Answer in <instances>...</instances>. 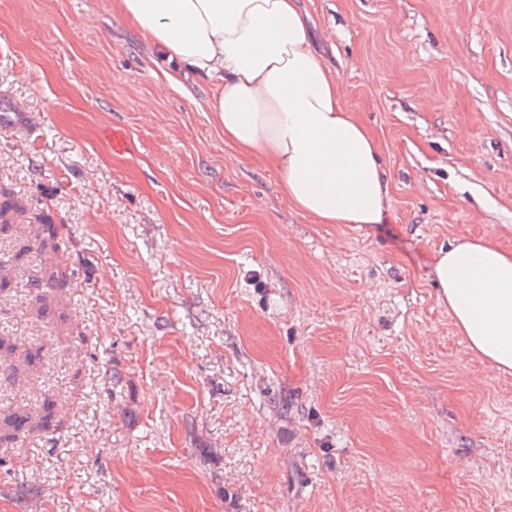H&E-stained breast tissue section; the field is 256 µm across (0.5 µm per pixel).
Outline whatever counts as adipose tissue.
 Returning <instances> with one entry per match:
<instances>
[{"label": "adipose tissue", "mask_w": 512, "mask_h": 512, "mask_svg": "<svg viewBox=\"0 0 512 512\" xmlns=\"http://www.w3.org/2000/svg\"><path fill=\"white\" fill-rule=\"evenodd\" d=\"M112 10L209 83L225 141L273 167L288 204L321 224H380L387 179L377 141L342 103L297 0H112ZM439 303L468 348L512 374V252L457 239L433 261Z\"/></svg>", "instance_id": "ef3b65f1"}]
</instances>
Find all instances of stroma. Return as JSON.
Returning <instances> with one entry per match:
<instances>
[{"label":"stroma","mask_w":512,"mask_h":512,"mask_svg":"<svg viewBox=\"0 0 512 512\" xmlns=\"http://www.w3.org/2000/svg\"><path fill=\"white\" fill-rule=\"evenodd\" d=\"M298 3L386 223L293 209L112 0H0V512H512V375L432 272L512 252V0Z\"/></svg>","instance_id":"stroma-1"}]
</instances>
